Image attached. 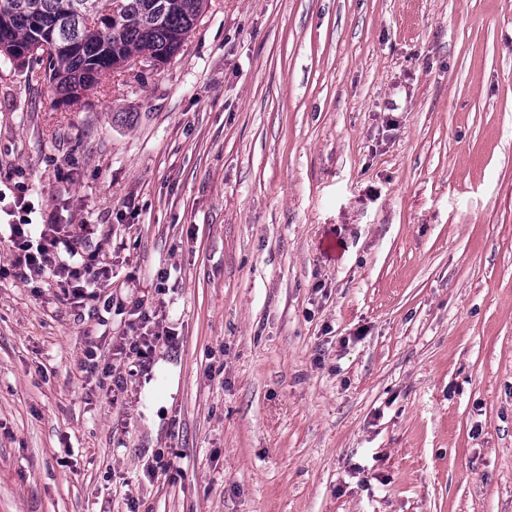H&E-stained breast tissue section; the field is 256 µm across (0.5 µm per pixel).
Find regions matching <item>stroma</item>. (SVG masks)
<instances>
[{
	"mask_svg": "<svg viewBox=\"0 0 512 512\" xmlns=\"http://www.w3.org/2000/svg\"><path fill=\"white\" fill-rule=\"evenodd\" d=\"M21 196L112 278L0 243V512H512V0H208L71 103L0 56ZM51 223L55 222L41 224L35 243L27 227L31 224H7V242L17 252L14 277L22 282L50 279L64 305H81L85 300L97 299L100 288L110 279V271L95 263L86 252L93 225ZM130 316L127 323V329L124 333L125 336L134 337H123L120 345L121 353L126 352L128 347V354L135 356L139 366H142L144 359H147L155 348V344L163 335L160 331L151 329L150 324L156 322L153 319L157 316L156 312L153 311L150 314L149 308L143 302H136L133 304L130 310ZM156 328H159L158 325Z\"/></svg>",
	"mask_w": 512,
	"mask_h": 512,
	"instance_id": "35a3bbf8",
	"label": "stroma"
}]
</instances>
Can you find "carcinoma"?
<instances>
[{
    "instance_id": "obj_1",
    "label": "carcinoma",
    "mask_w": 512,
    "mask_h": 512,
    "mask_svg": "<svg viewBox=\"0 0 512 512\" xmlns=\"http://www.w3.org/2000/svg\"><path fill=\"white\" fill-rule=\"evenodd\" d=\"M0 0V44L9 60L46 64L44 78L62 99H78L139 54L167 63L180 52L208 0ZM51 42L44 58L34 48Z\"/></svg>"
}]
</instances>
